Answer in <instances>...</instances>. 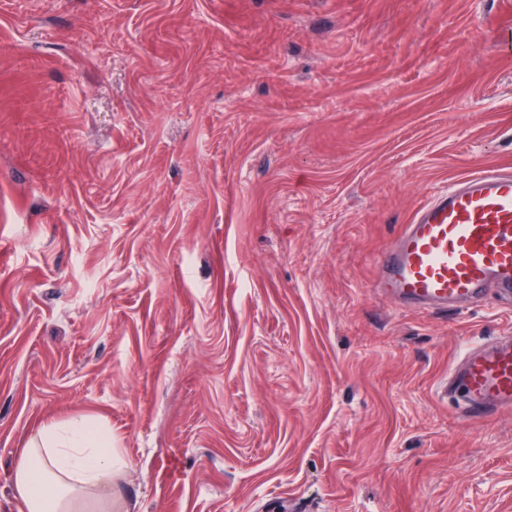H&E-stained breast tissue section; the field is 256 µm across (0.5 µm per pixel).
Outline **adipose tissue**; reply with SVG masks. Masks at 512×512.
Listing matches in <instances>:
<instances>
[{
    "instance_id": "ef3b65f1",
    "label": "adipose tissue",
    "mask_w": 512,
    "mask_h": 512,
    "mask_svg": "<svg viewBox=\"0 0 512 512\" xmlns=\"http://www.w3.org/2000/svg\"><path fill=\"white\" fill-rule=\"evenodd\" d=\"M122 467L97 424L72 419L27 442L11 481L22 512H103Z\"/></svg>"
}]
</instances>
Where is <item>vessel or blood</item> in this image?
Returning <instances> with one entry per match:
<instances>
[{
  "instance_id": "b4317fda",
  "label": "vessel or blood",
  "mask_w": 512,
  "mask_h": 512,
  "mask_svg": "<svg viewBox=\"0 0 512 512\" xmlns=\"http://www.w3.org/2000/svg\"><path fill=\"white\" fill-rule=\"evenodd\" d=\"M377 294L424 309L512 302V169H485L436 192L376 258ZM464 421L512 409V336L467 348L448 375Z\"/></svg>"
}]
</instances>
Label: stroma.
Listing matches in <instances>:
<instances>
[{
	"label": "stroma",
	"instance_id": "obj_1",
	"mask_svg": "<svg viewBox=\"0 0 512 512\" xmlns=\"http://www.w3.org/2000/svg\"><path fill=\"white\" fill-rule=\"evenodd\" d=\"M512 0H0V512L96 421L112 512H512V415L439 386L512 330L375 258L512 166Z\"/></svg>",
	"mask_w": 512,
	"mask_h": 512
}]
</instances>
